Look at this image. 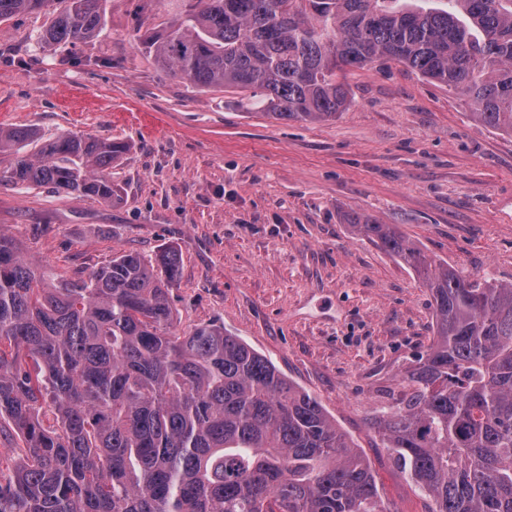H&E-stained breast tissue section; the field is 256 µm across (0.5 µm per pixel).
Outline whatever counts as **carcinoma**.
Listing matches in <instances>:
<instances>
[{"label": "carcinoma", "mask_w": 512, "mask_h": 512, "mask_svg": "<svg viewBox=\"0 0 512 512\" xmlns=\"http://www.w3.org/2000/svg\"><path fill=\"white\" fill-rule=\"evenodd\" d=\"M183 2L162 28L138 25V45L277 119H334L340 72L393 61L512 133V0ZM41 12L55 51L98 36L106 0H0V24ZM129 149L0 127V182L110 204L107 170ZM354 226L413 269L436 310L430 350L374 429L434 512H512V285L437 265L389 224ZM178 271L167 248L58 279L0 234V423L24 441L0 512H381L369 463L316 397L222 326L173 331Z\"/></svg>", "instance_id": "obj_1"}]
</instances>
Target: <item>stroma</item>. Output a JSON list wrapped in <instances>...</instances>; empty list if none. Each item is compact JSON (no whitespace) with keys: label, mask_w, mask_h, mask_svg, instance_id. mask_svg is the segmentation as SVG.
<instances>
[{"label":"stroma","mask_w":512,"mask_h":512,"mask_svg":"<svg viewBox=\"0 0 512 512\" xmlns=\"http://www.w3.org/2000/svg\"><path fill=\"white\" fill-rule=\"evenodd\" d=\"M181 7L108 0L97 40L53 56L37 44L47 14L0 25V126L131 146L110 204L0 184V234L65 279L174 248L175 330L224 325L321 401L368 460L383 512H433L369 427L429 350L433 296L352 219L394 225L465 278L512 283V136L396 63L345 71L351 103L335 120L271 118L138 46L137 22Z\"/></svg>","instance_id":"obj_1"}]
</instances>
